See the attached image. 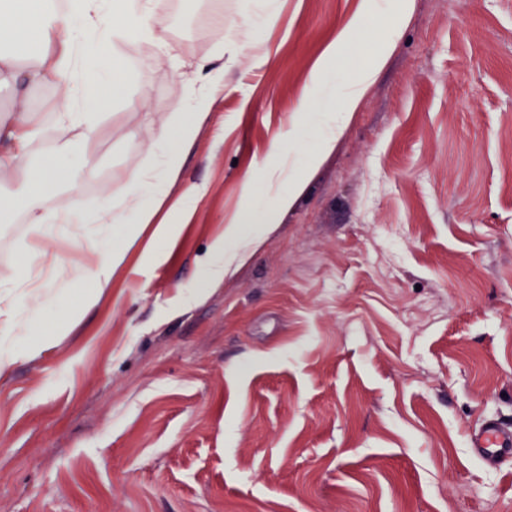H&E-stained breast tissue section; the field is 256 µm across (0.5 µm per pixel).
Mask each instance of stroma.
<instances>
[{
	"mask_svg": "<svg viewBox=\"0 0 512 512\" xmlns=\"http://www.w3.org/2000/svg\"><path fill=\"white\" fill-rule=\"evenodd\" d=\"M360 0H157L168 43L121 48L125 89L85 150L97 200L127 185L156 124L183 109L174 61L224 68L180 156L200 197L162 261L129 242L99 300L64 288L50 347L0 376V512H512V0H377L342 72L387 62L334 148L283 135L324 46ZM52 83L28 90L54 149ZM302 170L292 207L216 285L199 264L260 168ZM69 188L54 199L62 205ZM79 243L44 239L76 266ZM18 210L0 229V293L32 275ZM473 454L487 464L498 458L512 455V431L493 420L485 421L470 438Z\"/></svg>",
	"mask_w": 512,
	"mask_h": 512,
	"instance_id": "35a3bbf8",
	"label": "stroma"
}]
</instances>
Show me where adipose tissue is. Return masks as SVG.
<instances>
[{
	"label": "adipose tissue",
	"instance_id": "adipose-tissue-1",
	"mask_svg": "<svg viewBox=\"0 0 512 512\" xmlns=\"http://www.w3.org/2000/svg\"><path fill=\"white\" fill-rule=\"evenodd\" d=\"M12 22L0 25V85L24 91L47 82L67 87L55 112V160L33 163L27 155L44 129L24 109L11 116L0 115V172L24 166L25 181L9 198L31 224L35 245L27 249L29 265H40L44 251L38 240L52 224H97L101 233L93 241L89 262L77 266L72 279L93 283L90 300H97L112 285V276L125 263L127 251L113 240L125 231L151 232V243L168 239L172 227L158 222L161 204L180 179V156L189 147L221 90L223 69L207 70L198 64L196 76L182 79L185 109L171 113L160 126L155 141L141 153L127 187L118 195L89 201L72 194L65 206L53 198L61 183L77 186L95 175V162L84 145L93 135L100 113L112 103L117 90L113 58L108 46L137 42L160 44L164 36L155 19L153 0H67L65 6L46 11L43 0H9ZM354 31L346 25L335 41L328 43L311 72L302 94L301 118L292 122L288 137L297 144L313 140V156L330 151L349 122L368 88L384 65L386 53L346 81H336L327 65L341 43ZM303 188L292 178L276 203L247 192L243 213L231 222L223 239L215 241L200 264V278L212 284L221 281L231 267L242 264L249 248L261 237L266 224L279 210L290 207ZM59 296L56 282L34 291L9 295L5 320H0V375L10 371L19 358H30L44 349L48 340L44 325Z\"/></svg>",
	"mask_w": 512,
	"mask_h": 512
}]
</instances>
